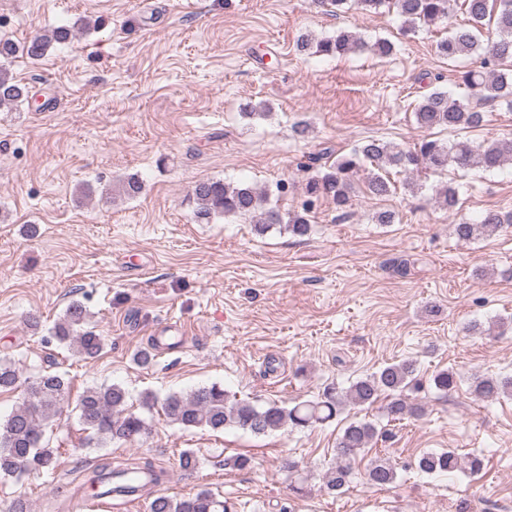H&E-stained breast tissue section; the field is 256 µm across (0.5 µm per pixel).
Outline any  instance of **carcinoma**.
<instances>
[{
    "instance_id": "obj_1",
    "label": "carcinoma",
    "mask_w": 512,
    "mask_h": 512,
    "mask_svg": "<svg viewBox=\"0 0 512 512\" xmlns=\"http://www.w3.org/2000/svg\"><path fill=\"white\" fill-rule=\"evenodd\" d=\"M336 12L355 7L376 10L393 5L404 18V30L413 31L420 24H431L449 18L455 0H329ZM467 22L455 27L437 46L440 55L457 61L483 51L487 57L482 69L461 73V80L475 91V101L462 102L448 97L445 91L434 90L423 96L413 112L416 123L425 129H471L484 121L482 105L487 101L512 96V73L501 66L512 61V0H463ZM487 43L480 37L488 26ZM71 31L58 28L50 36H34L22 45L0 40V59L9 60L21 54L31 60L47 55L52 43L69 40ZM370 47L380 55H389L394 44L383 39L367 45L357 33L342 30L335 36L317 42V52L343 57L360 48ZM28 90L17 83L6 67L0 66V108L26 100ZM512 162V139L475 145L468 140L443 142L424 139L412 149L380 139H368L354 145L349 152L336 156L324 164L305 185L307 199L302 209L281 213L278 207L268 205V192L247 183H226L222 180L198 182L192 198L196 203L195 218L209 222L214 216L240 217L254 225L258 234L274 224H283L294 236L304 237L310 231L309 213L320 197L332 199L336 206H346L353 192L351 178L367 166L373 170L367 177V190L373 196H385L391 191L389 170L411 178L425 169L443 171L452 167L467 172L473 168L493 171ZM458 190L448 184L436 190V202L445 209L458 204ZM512 226V212L488 209L475 220H463L454 226L461 241H471L493 235ZM53 337L60 343L76 348L85 360L99 357L104 350L102 337L91 326L83 304L72 301L63 317L55 324ZM416 365L413 361L388 364L379 371L360 377L346 388L326 387L320 397L288 407L276 402L257 406L247 400L229 399L224 387L213 384L199 387L186 394H173L163 403V413L170 423L185 429L209 428L221 431L237 427L253 434H268L287 425L304 429L336 419L345 406L371 405L383 394L389 397L385 406L392 422L419 414L421 408L407 400L406 392L417 387ZM18 372L12 364L0 361V391L15 388ZM436 390L447 394L456 386V374L441 370L432 378ZM471 391L477 397L495 399L512 396V376L476 377ZM128 392L118 384L86 389L79 396L75 410L84 430L91 431L88 440L96 445L114 441H132L146 431V420L128 406ZM68 400V383L62 375L45 371L27 386L22 402L4 421H0V476L48 473L57 467V450L49 447L46 429ZM378 437L374 423L359 420L350 423L336 442V465L321 476L322 484L330 492L347 486L352 477L351 460L372 447ZM483 467L477 455L461 459L451 450L431 451L417 459L418 470L428 476H454L456 473L475 474ZM147 474L157 480V474L148 460L131 466H112V462L97 465L86 482L99 488L97 496H112V477L123 472ZM369 484L386 487L396 480V467L385 456H376L366 470ZM150 512H234L233 506L221 500L210 489L180 498L159 494L150 503Z\"/></svg>"
}]
</instances>
